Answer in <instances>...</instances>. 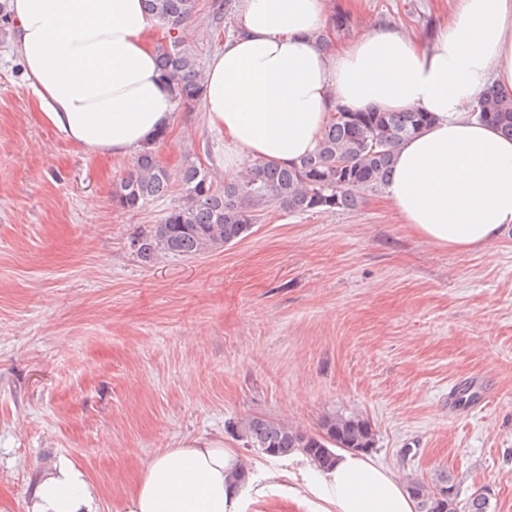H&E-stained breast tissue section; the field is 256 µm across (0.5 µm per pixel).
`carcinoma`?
<instances>
[{
    "mask_svg": "<svg viewBox=\"0 0 512 512\" xmlns=\"http://www.w3.org/2000/svg\"><path fill=\"white\" fill-rule=\"evenodd\" d=\"M143 2L165 33L157 46L160 80L177 103H199L204 75L195 53L176 35L195 14L198 0ZM477 118L512 136V92L489 88ZM430 121L425 112H349L339 107L314 153L289 167L252 163L222 189L213 186L204 168L189 164L181 175L182 202L168 211L161 223L138 234L136 253L151 263L166 255L193 257L222 248L246 237L257 213L272 207L296 213L354 207L357 196L353 188L386 185L398 147ZM169 183L167 168L147 148L115 184L112 200L123 209L137 210L165 196ZM233 434L246 447L268 456L301 452L321 466L332 463L335 448L368 452L375 447L371 424L356 413H329L315 433L251 415L234 423ZM406 488L416 512H457L458 487L445 471L429 479L409 477Z\"/></svg>",
    "mask_w": 512,
    "mask_h": 512,
    "instance_id": "carcinoma-1",
    "label": "carcinoma"
}]
</instances>
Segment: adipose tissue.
<instances>
[{
    "label": "adipose tissue",
    "mask_w": 512,
    "mask_h": 512,
    "mask_svg": "<svg viewBox=\"0 0 512 512\" xmlns=\"http://www.w3.org/2000/svg\"><path fill=\"white\" fill-rule=\"evenodd\" d=\"M429 41L367 25L333 36V0H238L234 33L205 71L202 109L224 139V173L243 160L288 166L313 153L336 108L421 110L431 123L398 148L385 197L401 223L456 252L512 224V139L474 112L489 86L512 89V0H454ZM28 85L45 120L85 151L127 157L174 122L143 0H8ZM301 486L266 471L307 512H415L404 484L369 454L339 449ZM254 475L233 448H167L117 512H244ZM82 473L36 480L28 512H93Z\"/></svg>",
    "instance_id": "adipose-tissue-1"
}]
</instances>
